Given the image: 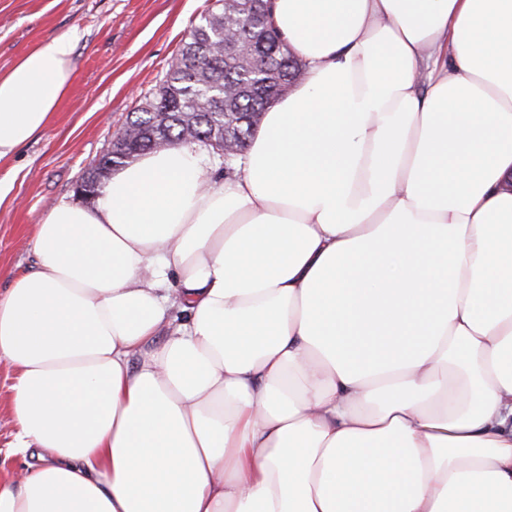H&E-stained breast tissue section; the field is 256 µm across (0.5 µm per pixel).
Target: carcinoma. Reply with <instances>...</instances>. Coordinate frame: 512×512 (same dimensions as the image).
I'll list each match as a JSON object with an SVG mask.
<instances>
[{"label": "carcinoma", "mask_w": 512, "mask_h": 512, "mask_svg": "<svg viewBox=\"0 0 512 512\" xmlns=\"http://www.w3.org/2000/svg\"><path fill=\"white\" fill-rule=\"evenodd\" d=\"M271 16L268 0H228L211 10L191 30L153 96L128 121L137 135L82 175L80 181L89 193L96 195L115 167L159 149L162 142L167 146L200 142L232 163L246 149L263 112L288 95L302 74L301 61L272 25ZM223 32L231 42L248 44L250 56L243 58L224 48ZM203 55L212 60L207 71L196 68L197 57ZM226 125L236 146L228 153L224 152Z\"/></svg>", "instance_id": "obj_1"}]
</instances>
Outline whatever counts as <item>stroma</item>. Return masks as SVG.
Instances as JSON below:
<instances>
[{"label": "stroma", "instance_id": "obj_1", "mask_svg": "<svg viewBox=\"0 0 512 512\" xmlns=\"http://www.w3.org/2000/svg\"><path fill=\"white\" fill-rule=\"evenodd\" d=\"M213 0H0V73L43 38L75 33L74 80L50 124L0 160V293L32 266L30 241L52 206L76 201L84 171L112 148ZM14 372L0 361V480L24 470L12 454Z\"/></svg>", "mask_w": 512, "mask_h": 512}]
</instances>
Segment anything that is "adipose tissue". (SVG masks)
Returning <instances> with one entry per match:
<instances>
[{"label":"adipose tissue","mask_w":512,"mask_h":512,"mask_svg":"<svg viewBox=\"0 0 512 512\" xmlns=\"http://www.w3.org/2000/svg\"><path fill=\"white\" fill-rule=\"evenodd\" d=\"M302 61L214 179L142 154L0 295V512H512V0H274ZM0 75V159L74 78ZM14 372L5 361H0V480H15L24 471L20 456L11 452L10 443L13 441L15 424L11 416L10 386L13 383Z\"/></svg>","instance_id":"1"}]
</instances>
